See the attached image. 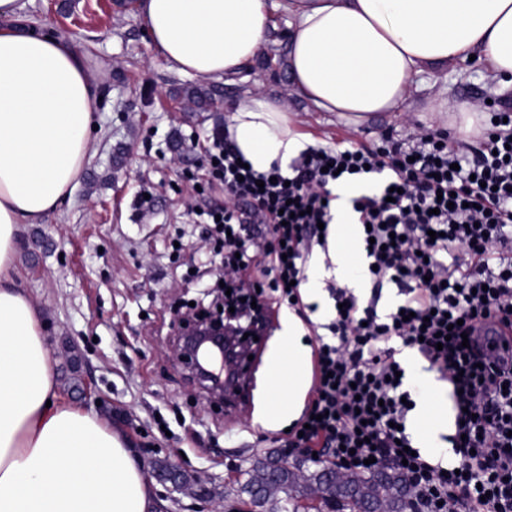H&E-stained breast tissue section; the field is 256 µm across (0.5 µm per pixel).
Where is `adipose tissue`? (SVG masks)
Returning a JSON list of instances; mask_svg holds the SVG:
<instances>
[{
    "label": "adipose tissue",
    "mask_w": 512,
    "mask_h": 512,
    "mask_svg": "<svg viewBox=\"0 0 512 512\" xmlns=\"http://www.w3.org/2000/svg\"><path fill=\"white\" fill-rule=\"evenodd\" d=\"M293 19L287 64L294 93L351 125L402 110L427 72L477 57L512 87V0H280ZM150 45L175 71L236 75L265 43L266 0H138ZM100 77L64 38L0 28V512H150L152 484L126 436L62 403L39 307L17 288V243L72 193L92 156ZM230 139L258 172L288 166L310 143L280 102L258 93L234 108ZM339 184L327 252L301 287L322 288L326 263L348 287L365 285L360 226ZM271 351L275 400L263 426L296 417L310 387V348L292 314Z\"/></svg>",
    "instance_id": "adipose-tissue-1"
}]
</instances>
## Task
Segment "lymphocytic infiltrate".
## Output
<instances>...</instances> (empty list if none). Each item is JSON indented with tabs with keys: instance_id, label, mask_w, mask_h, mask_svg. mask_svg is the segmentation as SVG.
Returning a JSON list of instances; mask_svg holds the SVG:
<instances>
[{
	"instance_id": "1",
	"label": "lymphocytic infiltrate",
	"mask_w": 512,
	"mask_h": 512,
	"mask_svg": "<svg viewBox=\"0 0 512 512\" xmlns=\"http://www.w3.org/2000/svg\"><path fill=\"white\" fill-rule=\"evenodd\" d=\"M481 143L476 151L424 130L408 144L310 146L288 168L262 173L244 167L223 131L202 146L224 207L197 212V221L211 225L225 264L264 278L261 314L275 304L305 317L299 285L313 247L327 245L319 226L334 220L331 185L383 175L351 200L373 266L371 298L330 286L339 308L328 336L310 341L315 387L281 445L359 473L403 470L421 512H443L456 496L462 512H512V102L492 111ZM257 236L269 242L261 257L250 252ZM390 285L402 301L382 317L377 305ZM444 332L451 338L442 343ZM396 338L456 392L453 464L406 450L416 403L394 371Z\"/></svg>"
}]
</instances>
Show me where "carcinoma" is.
I'll return each instance as SVG.
<instances>
[{
  "label": "carcinoma",
  "mask_w": 512,
  "mask_h": 512,
  "mask_svg": "<svg viewBox=\"0 0 512 512\" xmlns=\"http://www.w3.org/2000/svg\"><path fill=\"white\" fill-rule=\"evenodd\" d=\"M182 101L186 102L191 111L205 112L213 104L215 97L220 95V89L211 85L209 87L189 86L183 87L177 91ZM273 476L278 479L287 489L288 504L287 512H371L370 508L355 498L353 490L348 489L334 499L323 501L318 504L311 502L304 489L295 487L291 484L288 469L278 465V459L269 458L263 462H258L250 467L239 471L238 485L243 492L247 494L253 491L268 477ZM380 477L385 480L388 488L396 497L405 493V485L401 477V472L392 469L385 471L383 469L369 473H353L352 483L363 480H370Z\"/></svg>",
  "instance_id": "1"
}]
</instances>
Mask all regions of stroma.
Masks as SVG:
<instances>
[{
  "label": "stroma",
  "instance_id": "obj_1",
  "mask_svg": "<svg viewBox=\"0 0 512 512\" xmlns=\"http://www.w3.org/2000/svg\"><path fill=\"white\" fill-rule=\"evenodd\" d=\"M20 23L71 39L89 66L100 72L93 154L73 193L43 223L24 225L18 284L40 307L52 349L74 347L70 371L54 360L62 401L95 412L128 438L132 449L178 462L193 475L236 481L239 467L281 451L285 424L266 428L256 417L271 394L267 362L255 369L252 397L241 411L215 409L192 384L189 372L168 350L174 316L188 303H206L215 281L214 253L197 250L209 236L190 223L188 209L224 204L207 189L210 173L192 139L203 140L224 125L233 106L259 90L282 102L316 146H378L408 141L412 130L453 129L436 112L440 94L471 103L512 97L487 78L480 61L461 60L426 76L405 111L379 114L358 127L315 112L297 97L287 68L288 18L269 7L266 42L241 73L224 79L220 97L205 112L181 111L178 88L199 84L172 70L149 46L138 0H24ZM186 164L170 165L173 142ZM149 194L153 210L136 199ZM183 239L188 247L174 252Z\"/></svg>",
  "mask_w": 512,
  "mask_h": 512
}]
</instances>
